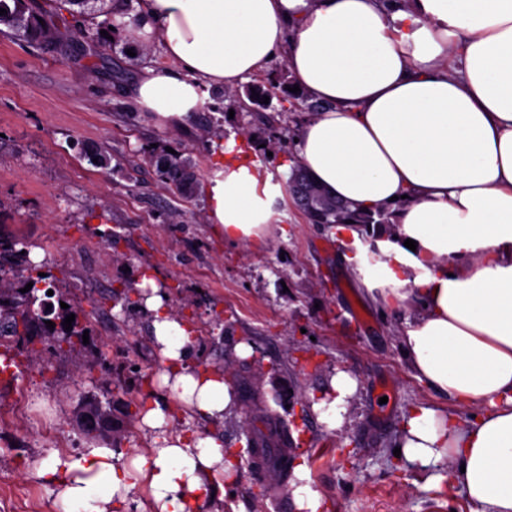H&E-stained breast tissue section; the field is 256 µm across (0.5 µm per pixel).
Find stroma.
Instances as JSON below:
<instances>
[{
	"instance_id": "35a3bbf8",
	"label": "stroma",
	"mask_w": 512,
	"mask_h": 512,
	"mask_svg": "<svg viewBox=\"0 0 512 512\" xmlns=\"http://www.w3.org/2000/svg\"><path fill=\"white\" fill-rule=\"evenodd\" d=\"M29 2L59 43L48 52L0 25V235L22 238L51 285L80 300L92 341L36 358L12 350L15 367L0 374V512H63L57 485L37 472L51 452L77 458L106 447L128 466L153 448L155 436L139 420L159 367L152 318L136 290L145 274L192 328L194 360L246 377L288 424L291 454L306 461L323 512H469L443 482L444 466L419 469L393 454L411 406L451 409L463 419L470 411L414 378L400 346L407 310L368 299L362 280L382 259L373 240L362 239L354 269L335 226L309 223L291 203L274 202V231L259 249L226 245L209 222L205 187L223 143L234 142L272 183L288 182L308 115L284 98L292 83L284 57L265 68L279 84L268 104L241 112L210 90L188 126L164 128L122 94L144 63L174 66L156 36L142 54L128 55L125 35L143 23L140 0H97L82 12L89 37L79 43L67 11L51 0ZM104 12L117 29L110 39L97 30ZM273 141L282 148L271 155ZM156 147L192 160L191 196L159 181L149 162ZM96 152L105 162L90 161ZM241 340L253 346L245 360L232 352ZM338 369L354 374L359 388L345 427L332 430L313 405ZM87 393L112 396V432L78 422ZM263 423L243 405L220 422L174 413L172 430L222 436L236 458L224 497L200 500L197 512H269L246 454Z\"/></svg>"
}]
</instances>
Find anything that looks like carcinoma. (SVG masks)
<instances>
[{
	"mask_svg": "<svg viewBox=\"0 0 512 512\" xmlns=\"http://www.w3.org/2000/svg\"><path fill=\"white\" fill-rule=\"evenodd\" d=\"M0 8L6 13L0 15V24L23 33L30 42L45 47L51 43L45 24L39 22L40 16L27 12L25 0H0ZM150 162L161 182L177 191L187 194L193 187L194 174L188 159L165 152L153 153ZM288 189L311 224H384L387 212L384 208H374L366 212H357L325 190L314 184L311 178L298 166L292 169L288 179ZM50 274L45 267L31 262L29 252L23 242L17 238L0 237V299L8 297L10 305H0V348L3 349L4 362H12L11 350L18 346L33 347L40 343L43 349L54 353L73 352L85 347L82 335L87 326L74 320L71 333H59L47 327L37 325L28 310V301L41 292ZM32 284L29 291L20 289ZM64 302L69 308L63 309ZM79 306L75 299L57 292L56 303L51 305V317L66 318L78 314Z\"/></svg>",
	"mask_w": 512,
	"mask_h": 512,
	"instance_id": "1",
	"label": "carcinoma"
}]
</instances>
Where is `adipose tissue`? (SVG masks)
Returning a JSON list of instances; mask_svg holds the SVG:
<instances>
[{
  "instance_id": "adipose-tissue-1",
  "label": "adipose tissue",
  "mask_w": 512,
  "mask_h": 512,
  "mask_svg": "<svg viewBox=\"0 0 512 512\" xmlns=\"http://www.w3.org/2000/svg\"><path fill=\"white\" fill-rule=\"evenodd\" d=\"M142 31L174 68H144L126 87L162 127L190 123L209 88L232 89L284 52L293 81L323 105L302 127L298 159L351 209L395 206L396 232L372 226L385 259L368 293L419 316L401 338L420 382L470 419L413 407L397 446L406 462L447 463L448 488L470 512H512V0H144ZM207 187L209 217L230 246L263 245L274 198L224 149ZM415 248H407L406 240ZM162 369L141 426L158 447L131 465L109 448L50 457L67 512H112L145 486L152 512H193L233 467L216 435L173 432L175 410L214 421L238 398L193 360L194 338L165 294L143 279ZM359 387L339 370L315 404L345 424Z\"/></svg>"
}]
</instances>
